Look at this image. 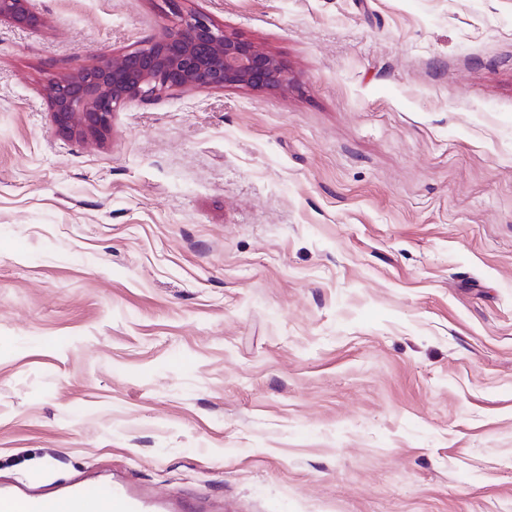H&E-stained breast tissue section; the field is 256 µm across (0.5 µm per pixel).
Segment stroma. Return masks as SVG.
Listing matches in <instances>:
<instances>
[{"label":"stroma","instance_id":"stroma-1","mask_svg":"<svg viewBox=\"0 0 512 512\" xmlns=\"http://www.w3.org/2000/svg\"><path fill=\"white\" fill-rule=\"evenodd\" d=\"M285 90L47 80L167 0L0 24V478L228 512H512V0H179Z\"/></svg>","mask_w":512,"mask_h":512}]
</instances>
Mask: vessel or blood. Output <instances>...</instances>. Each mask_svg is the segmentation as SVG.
I'll use <instances>...</instances> for the list:
<instances>
[{"label": "vessel or blood", "instance_id": "1", "mask_svg": "<svg viewBox=\"0 0 512 512\" xmlns=\"http://www.w3.org/2000/svg\"><path fill=\"white\" fill-rule=\"evenodd\" d=\"M112 512H164L165 503L149 493L107 480L76 483L69 492L56 498L29 488L13 486L0 489V512H99L102 505Z\"/></svg>", "mask_w": 512, "mask_h": 512}]
</instances>
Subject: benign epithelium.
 <instances>
[{"label": "benign epithelium", "mask_w": 512, "mask_h": 512, "mask_svg": "<svg viewBox=\"0 0 512 512\" xmlns=\"http://www.w3.org/2000/svg\"><path fill=\"white\" fill-rule=\"evenodd\" d=\"M37 29L43 23L36 0H0V22ZM295 82L280 58L198 12H175L157 38L119 54H103L48 80L45 87L56 132L68 139L101 140L112 115L126 103L187 88L286 89Z\"/></svg>", "instance_id": "7a95c632"}]
</instances>
